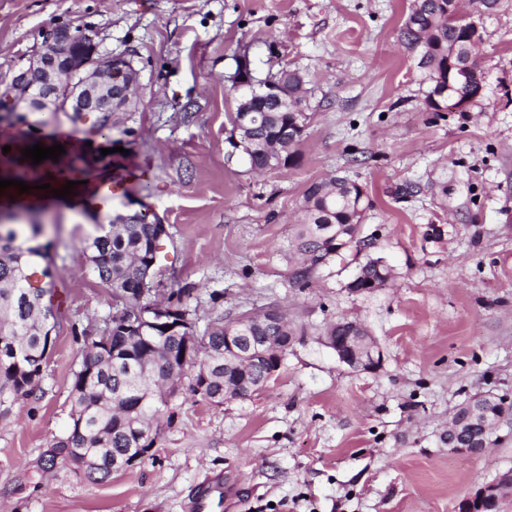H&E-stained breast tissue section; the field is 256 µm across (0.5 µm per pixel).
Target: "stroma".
<instances>
[{
  "mask_svg": "<svg viewBox=\"0 0 512 512\" xmlns=\"http://www.w3.org/2000/svg\"><path fill=\"white\" fill-rule=\"evenodd\" d=\"M412 0H0V84L28 66L43 32L95 35L140 72L135 111L97 130L61 113L12 137L83 142L86 176L118 182L107 214L167 224L157 283L179 276L199 321L275 307L300 331L249 399L181 395L158 421L150 459L101 484L39 460L69 426L83 338L102 329L112 292L82 252L96 210L43 192L55 327L37 388L0 406V512H187L196 485L237 484L231 512H458L512 470V417L478 458L450 450L448 417L466 398L512 400V0L475 15L481 106L431 112L418 56L401 36ZM259 74L305 78L308 127L295 166L254 173L228 160L236 56ZM362 185L367 254L384 286L348 288L358 258L301 287L288 251L309 183ZM439 235H430L431 227ZM218 300H211L212 292ZM365 324L383 352L373 373L341 363L328 327Z\"/></svg>",
  "mask_w": 512,
  "mask_h": 512,
  "instance_id": "obj_1",
  "label": "stroma"
}]
</instances>
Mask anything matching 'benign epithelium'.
<instances>
[{
  "label": "benign epithelium",
  "instance_id": "7a95c632",
  "mask_svg": "<svg viewBox=\"0 0 512 512\" xmlns=\"http://www.w3.org/2000/svg\"><path fill=\"white\" fill-rule=\"evenodd\" d=\"M126 68L130 75L127 85L121 89L112 85L115 69ZM139 80V72L133 60L125 55H108L98 52L93 36L79 38V33L69 25L53 27L43 34L39 50L29 66L17 71L11 81L0 88V112H16L19 106L29 112H70L79 116L85 112H98L107 126H112V113L129 111L133 91ZM235 100L243 102L236 113L234 135L227 151L228 158L236 156L248 160L252 148L239 139L253 129L256 122L252 94L257 90L278 107H288V88L275 82H258L246 69L233 77ZM442 89L438 97V111L466 112L469 103L447 96ZM240 331H229L224 349V368L243 369L254 360L257 348L249 342L237 339ZM326 344L336 353L338 360L358 371L375 372L383 362V352L376 346L368 330L360 328L355 336L340 343L326 337ZM512 487V470L501 473L494 482L465 499V505H480L493 501L503 489Z\"/></svg>",
  "mask_w": 512,
  "mask_h": 512
}]
</instances>
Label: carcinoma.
Segmentation results:
<instances>
[{"label":"carcinoma","instance_id":"obj_1","mask_svg":"<svg viewBox=\"0 0 512 512\" xmlns=\"http://www.w3.org/2000/svg\"><path fill=\"white\" fill-rule=\"evenodd\" d=\"M448 0H420L405 19L402 34L410 49H417L421 38L431 42L434 53L420 57L418 67L429 82L426 106L443 87L442 62L448 49L455 50L458 61L472 69H480L473 44L466 41L474 29V21L464 16L451 17L444 9ZM288 76L296 91L286 112H265L256 136L275 150L297 158L292 148L303 139L306 113L301 91L303 78L298 70L280 67L267 76ZM449 95L476 107L483 94L479 87L456 84ZM5 162L17 168L15 179L43 181L51 170L48 161L38 165L15 154ZM303 222L296 225L293 248L301 261L292 268L291 280L306 285L315 274L336 259V228L348 236V250L361 251L366 243L360 237L361 218L368 203L350 179L315 181L304 193ZM42 222L36 214H0V405L34 392L48 349L47 321L53 316L44 302L45 288L30 282L33 265L48 258L46 247L37 243ZM159 226L147 214H136L127 224H99L96 234L86 240L83 252L88 267L118 300L108 315L112 329L105 344L92 336L85 343L82 361L72 373L68 432L53 440L40 460L45 471L64 467L93 483L106 481L112 475V460L121 458L130 448H140L148 455L154 439L151 422L169 406L178 392L187 391L202 400L222 403L224 395L244 400L250 397L242 383L255 382L262 376L264 363L258 361L246 371L224 373V338L226 329L241 321L237 317L224 320L217 314L207 321L203 331L189 338L184 330L174 328L179 309L189 308L193 289L170 280L165 289L166 305L174 308L162 320L155 319L156 303L151 295H142L137 272L153 261L157 251ZM379 259L369 258L358 268L356 287L385 284L388 268L378 269ZM281 326L263 319L252 320L245 338L253 344L268 342L278 345V337L288 335V321L279 315ZM209 361L206 375L193 373L198 354ZM512 415V402L495 398L484 406V412L471 424L466 436L455 445L470 448L483 438V427L497 418Z\"/></svg>","mask_w":512,"mask_h":512}]
</instances>
